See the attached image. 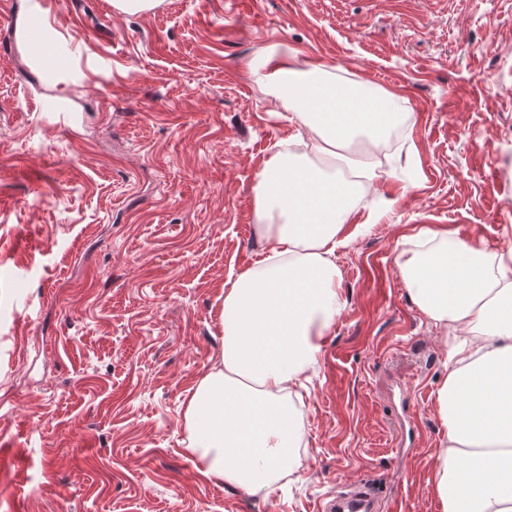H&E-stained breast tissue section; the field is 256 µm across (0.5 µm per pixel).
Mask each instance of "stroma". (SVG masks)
<instances>
[{
    "label": "stroma",
    "mask_w": 512,
    "mask_h": 512,
    "mask_svg": "<svg viewBox=\"0 0 512 512\" xmlns=\"http://www.w3.org/2000/svg\"><path fill=\"white\" fill-rule=\"evenodd\" d=\"M33 25L66 72L34 65ZM283 44L398 91L408 121L336 251L343 308L262 500L200 474L182 404L225 283L263 256L255 176L297 124L248 64ZM422 227L512 246V0H0V430L23 461L0 512H316L360 482L442 512L452 336L396 265Z\"/></svg>",
    "instance_id": "obj_1"
}]
</instances>
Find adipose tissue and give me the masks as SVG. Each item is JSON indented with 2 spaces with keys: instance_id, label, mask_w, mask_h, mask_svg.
<instances>
[{
  "instance_id": "ef3b65f1",
  "label": "adipose tissue",
  "mask_w": 512,
  "mask_h": 512,
  "mask_svg": "<svg viewBox=\"0 0 512 512\" xmlns=\"http://www.w3.org/2000/svg\"><path fill=\"white\" fill-rule=\"evenodd\" d=\"M301 130L256 175L254 214L271 254L224 290V346L184 405L186 447L206 478L268 497L302 436L290 402L341 309L334 256L376 179L401 97L335 75L286 47L250 62ZM396 261L410 297L459 338L436 402L447 430L432 489L443 512H512V248L419 229Z\"/></svg>"
}]
</instances>
